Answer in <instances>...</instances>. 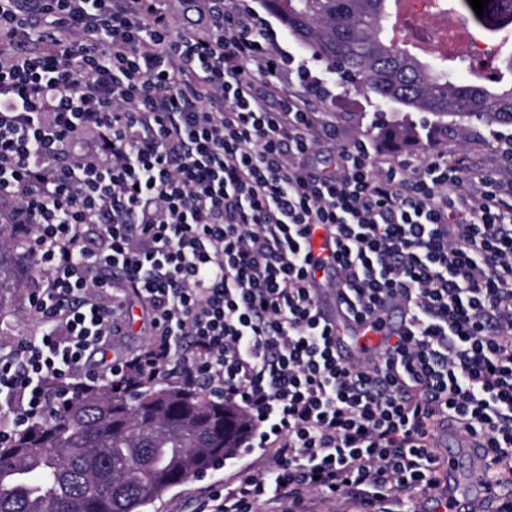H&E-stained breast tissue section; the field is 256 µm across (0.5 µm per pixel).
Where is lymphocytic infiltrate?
Listing matches in <instances>:
<instances>
[{"label": "lymphocytic infiltrate", "mask_w": 512, "mask_h": 512, "mask_svg": "<svg viewBox=\"0 0 512 512\" xmlns=\"http://www.w3.org/2000/svg\"><path fill=\"white\" fill-rule=\"evenodd\" d=\"M166 2L0 0V223L38 273L41 323L0 356V436L49 388L156 374L223 396L247 420L234 455L267 458L196 512H427L448 422L483 441L512 512V169L431 152L400 173L361 139L320 166L308 62L242 0H203L199 29ZM290 68L303 95L277 83ZM315 224L350 317L402 308L383 350L337 357ZM135 304L151 341L101 357Z\"/></svg>", "instance_id": "obj_1"}]
</instances>
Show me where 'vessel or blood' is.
I'll list each match as a JSON object with an SVG mask.
<instances>
[{
    "mask_svg": "<svg viewBox=\"0 0 512 512\" xmlns=\"http://www.w3.org/2000/svg\"><path fill=\"white\" fill-rule=\"evenodd\" d=\"M321 311L336 324V351L349 358L360 350H380L383 339L397 327L396 321L383 317L381 322H359L341 309L330 289L318 295ZM444 467L441 471V493L450 512H480L493 495L485 485L484 450L476 438H460L456 428H448L437 440Z\"/></svg>",
    "mask_w": 512,
    "mask_h": 512,
    "instance_id": "1",
    "label": "vessel or blood"
}]
</instances>
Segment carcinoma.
<instances>
[{
    "mask_svg": "<svg viewBox=\"0 0 512 512\" xmlns=\"http://www.w3.org/2000/svg\"><path fill=\"white\" fill-rule=\"evenodd\" d=\"M288 31L339 79L383 102L433 117L512 126V88L458 82L450 57L423 64L384 36L388 0H265ZM473 27L512 28V0H489ZM240 412L206 393L147 376L133 388L74 384L60 402L0 441V512H143L236 447Z\"/></svg>",
    "mask_w": 512,
    "mask_h": 512,
    "instance_id": "1",
    "label": "carcinoma"
}]
</instances>
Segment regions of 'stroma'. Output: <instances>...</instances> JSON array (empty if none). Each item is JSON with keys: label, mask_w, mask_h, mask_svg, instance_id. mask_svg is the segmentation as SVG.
<instances>
[{"label": "stroma", "mask_w": 512, "mask_h": 512, "mask_svg": "<svg viewBox=\"0 0 512 512\" xmlns=\"http://www.w3.org/2000/svg\"><path fill=\"white\" fill-rule=\"evenodd\" d=\"M248 2L261 16L270 20L283 49L295 59L312 60L313 72L324 79L328 92L310 98L309 106L313 111L321 113L324 120L335 121L338 142L345 143L355 138L364 139L372 146L375 155L381 161L392 163L396 167L403 164L416 165L420 158L430 151L444 153L450 164H460L473 171L489 172L506 167V156L512 152V127L476 120L465 123L462 128L449 129L447 137L436 141L424 139L411 147H394L381 136V130L377 126L378 113L393 114L398 124L409 126L426 120V113L381 102L353 87L344 88L324 61L313 60L311 52L305 50L289 35L282 21L271 13L264 0ZM32 276L33 270L28 261L18 259L15 264V277L20 286L9 291L6 305L0 309L2 353L8 351L18 335L34 331L37 327V320L30 312L27 302L28 286ZM249 465V460L243 459L234 467L212 469L205 474L190 477L149 505L146 512H194L206 485L233 478L246 471Z\"/></svg>", "instance_id": "35a3bbf8"}]
</instances>
